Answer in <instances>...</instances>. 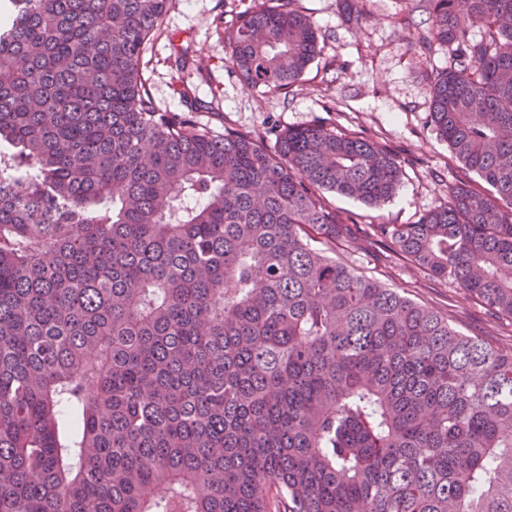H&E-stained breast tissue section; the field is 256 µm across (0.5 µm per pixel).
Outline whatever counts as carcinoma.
<instances>
[{
  "label": "carcinoma",
  "mask_w": 512,
  "mask_h": 512,
  "mask_svg": "<svg viewBox=\"0 0 512 512\" xmlns=\"http://www.w3.org/2000/svg\"><path fill=\"white\" fill-rule=\"evenodd\" d=\"M426 3L430 120L486 186L375 235L512 317V0ZM168 4L0 25V512H512V353L311 245L352 235L326 193L384 203L401 162L158 108ZM224 48L287 95L317 32L254 0Z\"/></svg>",
  "instance_id": "carcinoma-1"
}]
</instances>
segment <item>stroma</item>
I'll list each match as a JSON object with an SVG mask.
<instances>
[{"label":"stroma","mask_w":512,"mask_h":512,"mask_svg":"<svg viewBox=\"0 0 512 512\" xmlns=\"http://www.w3.org/2000/svg\"><path fill=\"white\" fill-rule=\"evenodd\" d=\"M252 0H170L159 31L144 52V77L157 105L215 129L248 130L274 145L284 128L325 122L372 138L402 163L395 196L372 207L328 194L330 205L359 229L357 242L317 239L316 248L447 317L462 333L512 353V318L496 315L453 280L432 276L392 253L373 234L377 224H412L446 205L449 186L468 179L429 117V77L446 66L448 50L421 56L417 40L428 20L416 0H364L360 26L347 23L338 0H301L318 31V54L289 95L247 86L224 54V29ZM187 52L191 63L176 69ZM204 61L196 70L195 61ZM189 97H180L179 88Z\"/></svg>","instance_id":"stroma-1"}]
</instances>
